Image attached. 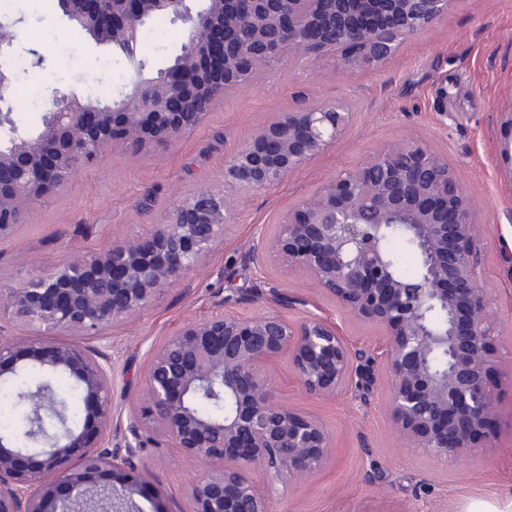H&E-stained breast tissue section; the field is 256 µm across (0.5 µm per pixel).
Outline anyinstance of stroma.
<instances>
[{
    "label": "stroma",
    "instance_id": "1",
    "mask_svg": "<svg viewBox=\"0 0 512 512\" xmlns=\"http://www.w3.org/2000/svg\"><path fill=\"white\" fill-rule=\"evenodd\" d=\"M0 21L15 25V56L39 55L36 83L18 81L13 117L36 129L41 113L28 95L49 101L54 92L86 93L100 86L109 104L131 81L126 62L104 48L89 47L46 0H0ZM182 42L180 24L164 32H142L140 56L148 69L167 64ZM448 88V109L437 108L439 84ZM352 105L355 118L324 153L297 168L278 186L236 204L234 225L223 245L192 276L165 289L132 324L108 332L112 356L113 444L133 408L151 345L183 324L204 319L233 288H259L297 299L288 319L314 314L338 325L356 349H375L378 328L341 310L311 288L302 274L287 271L276 256L261 264L247 253L261 235L273 234L279 214L296 206L325 179L353 168L387 142L415 138L445 155L459 183L474 200L480 220L481 277L498 316L499 409L492 446L468 464L436 460L403 447L386 409L389 380L377 366L371 393L360 398L311 397L287 357L265 374L280 400L318 415L333 442L329 466L301 488L279 487L272 512H465L474 500L491 501L512 492V162L504 155L505 120L512 110V0H455L447 18L404 38L382 67L336 71V58L283 54L251 86L227 93L208 120L164 150L138 155L107 152L63 190L35 203L23 224L0 237V282L18 285L34 274L102 252L114 240L146 232L180 193L224 187V161L258 127L278 113L329 102ZM150 488L168 512H181L184 489L197 462L168 450L149 458Z\"/></svg>",
    "mask_w": 512,
    "mask_h": 512
}]
</instances>
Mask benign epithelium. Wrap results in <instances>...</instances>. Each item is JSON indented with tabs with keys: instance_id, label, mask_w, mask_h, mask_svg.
I'll list each match as a JSON object with an SVG mask.
<instances>
[{
	"instance_id": "7a95c632",
	"label": "benign epithelium",
	"mask_w": 512,
	"mask_h": 512,
	"mask_svg": "<svg viewBox=\"0 0 512 512\" xmlns=\"http://www.w3.org/2000/svg\"><path fill=\"white\" fill-rule=\"evenodd\" d=\"M454 0H57L85 42L124 56L135 78L110 105L74 92L54 96L35 131L12 117L14 35L0 23V236L30 206L56 194L110 148L141 154L199 126L228 90L248 85L288 50L317 58L341 50L336 70L377 68L399 40L448 16ZM165 16L183 26L180 50L146 70L143 27ZM345 102L281 112L224 161V183L253 193L279 185L332 146L353 122ZM233 200L209 188L181 197L143 235L0 289V315L31 332L0 338V380L38 368L70 376L85 407L72 425L49 381L22 391L32 446L0 433V512H141L148 449L174 448L203 471L185 488L182 512H271L252 473L290 486L329 464L323 421L281 402L263 369L286 353L301 386L328 400L371 389L390 374L388 411L403 446L466 460L489 447L498 409L493 381L499 334L479 277L476 206L448 158L426 143L393 141L324 180L279 215L249 260L277 254L358 320L384 332L381 351L355 350L340 329L308 315L288 321L273 298L263 313L189 321L149 351L123 445L112 447L109 327L135 320L185 280L224 240ZM399 232L419 274L395 272L387 249ZM69 336L67 343L50 341ZM224 400V416L198 400Z\"/></svg>"
}]
</instances>
